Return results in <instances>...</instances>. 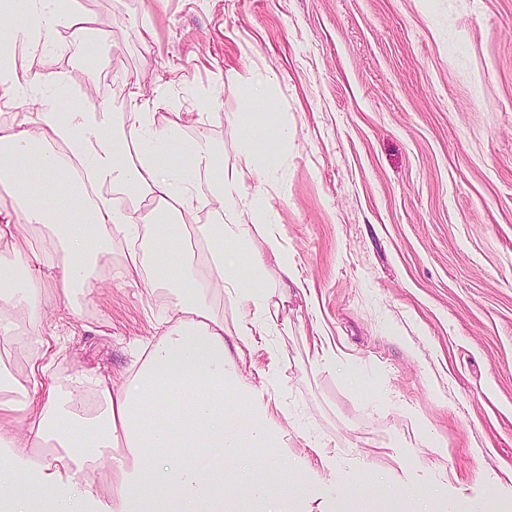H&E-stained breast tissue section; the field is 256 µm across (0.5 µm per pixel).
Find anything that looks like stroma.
Listing matches in <instances>:
<instances>
[{"label":"stroma","instance_id":"obj_1","mask_svg":"<svg viewBox=\"0 0 512 512\" xmlns=\"http://www.w3.org/2000/svg\"><path fill=\"white\" fill-rule=\"evenodd\" d=\"M78 3L94 61L16 52L60 111L138 103L183 141L207 134L231 171L232 115L271 78L284 133L245 193L277 213L302 285L240 371L274 379L288 458L330 512H403L430 482L425 512H512V0ZM129 247L113 235L73 304L49 293L44 382L122 384L161 336L176 299L122 275Z\"/></svg>","mask_w":512,"mask_h":512}]
</instances>
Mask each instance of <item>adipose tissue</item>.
Listing matches in <instances>:
<instances>
[{
    "instance_id": "1",
    "label": "adipose tissue",
    "mask_w": 512,
    "mask_h": 512,
    "mask_svg": "<svg viewBox=\"0 0 512 512\" xmlns=\"http://www.w3.org/2000/svg\"><path fill=\"white\" fill-rule=\"evenodd\" d=\"M64 30L76 34L83 55L97 53L91 20L73 0H0L1 108L14 107L39 81L16 65L15 48L40 49ZM56 101L37 97L34 118L0 126V186L18 191L32 231L49 230L55 243L32 249L17 237L11 213L0 211V240L13 241L0 251V342L17 338L12 308L25 312L30 335L27 385L0 362V512H293L284 484L297 474L277 421L281 406L269 388L255 389L239 371L245 347L274 326L266 274L274 267L294 275L273 238L277 216L243 199L246 179L267 164L258 138L275 129V113L252 105L234 113L235 127L254 141L228 175L206 134L184 143L175 129H153L150 113L135 106L118 123L94 103L62 114ZM48 181L55 195L34 202ZM106 187L153 207L143 214L109 204L99 196ZM206 207L212 223H191ZM115 231L135 244L124 275L144 274L153 288L175 291L176 310L120 387L85 373L43 384L36 334L47 288L37 269L55 270L57 293L72 299ZM255 231L270 255L241 264L226 245L247 244ZM188 234L200 251L185 246ZM221 298L242 313L234 329L215 308ZM40 387L46 397L33 402L30 391ZM90 391L97 406L87 412L82 401ZM228 397L247 408L246 430L227 421ZM248 445L271 449L272 460L245 458ZM204 450L241 460L249 479L239 492H228L222 473L198 464ZM104 459L110 477L103 496L94 475Z\"/></svg>"
}]
</instances>
